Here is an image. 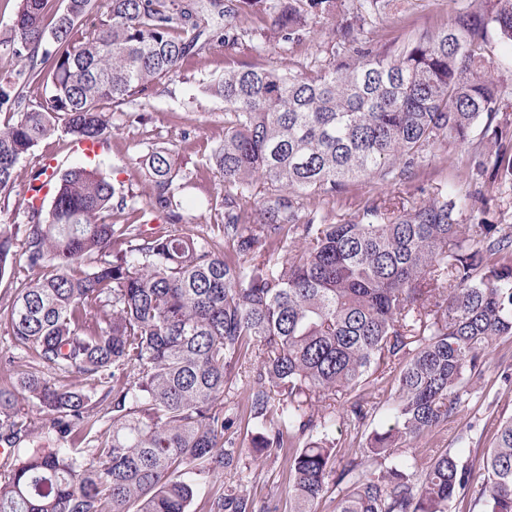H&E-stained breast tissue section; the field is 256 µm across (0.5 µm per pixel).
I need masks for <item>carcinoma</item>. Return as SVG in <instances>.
<instances>
[{
  "instance_id": "cac0c4a2",
  "label": "carcinoma",
  "mask_w": 512,
  "mask_h": 512,
  "mask_svg": "<svg viewBox=\"0 0 512 512\" xmlns=\"http://www.w3.org/2000/svg\"><path fill=\"white\" fill-rule=\"evenodd\" d=\"M237 2L229 17L271 10L284 41L341 15L338 33L353 47L319 71L241 62L210 85L224 100V142L209 158L224 182L222 224L168 228L183 220L189 178L165 147L140 166L149 211L165 221L150 233L112 223L127 196L100 170L34 174L55 181L49 209L29 199L27 223L0 224V276L15 262L35 273L0 305L10 342L0 442L12 448L0 458V512H189L202 489L241 468L246 450L227 434L244 415L276 417L252 451L288 450L290 512H317L329 483L346 484L335 512H448L476 479L478 512H512V418L477 475L447 451L420 475L401 451L448 423L481 377L484 351L512 337V234L460 223L451 190L390 217L371 206L344 224L305 203L355 179L404 174L481 125L503 139L512 118L482 36L491 28L512 45V0H472L450 26L387 53L357 35L395 0ZM48 4L20 0L10 39L41 101L25 104L0 79L6 196L39 142L61 131L101 144L112 133L101 102L150 95L199 38L188 35L199 23L184 0H66L47 23ZM477 168L512 186V152L500 147ZM253 198L258 224L245 210ZM245 368L247 404L226 410ZM388 376L389 422L369 434L362 459L336 467L330 424H364ZM22 398L60 447L21 453L36 433ZM314 400L328 416L314 417ZM206 512L277 508H257L236 485Z\"/></svg>"
}]
</instances>
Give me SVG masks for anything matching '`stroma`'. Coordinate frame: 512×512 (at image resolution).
I'll return each instance as SVG.
<instances>
[{
  "instance_id": "stroma-1",
  "label": "stroma",
  "mask_w": 512,
  "mask_h": 512,
  "mask_svg": "<svg viewBox=\"0 0 512 512\" xmlns=\"http://www.w3.org/2000/svg\"><path fill=\"white\" fill-rule=\"evenodd\" d=\"M470 0H401V8L374 17L365 24L360 41L380 51H391L410 37L431 33L451 24L466 11ZM201 19L197 51L184 60L179 72L163 78L148 97L122 104L104 103L112 135L93 160L73 152L71 139L59 133L41 142L18 166V178L10 196L0 195V223H24L20 203L29 195L32 171L51 166L61 170L92 162L109 174L119 192L133 195L137 207H145L148 190L137 176L140 156L164 145L174 149L191 182L182 193L186 222L219 224L224 209L219 202L224 185L208 168V158L224 139V102L207 88L227 67L246 60L264 68L318 70L328 65L333 46L339 45L335 23L321 21L303 41L286 42L272 37V15L241 21L242 35L234 46L221 44L228 21L224 11L231 0H194ZM271 39L260 42V32ZM491 149L482 131H474L465 143L447 141L435 146L411 175L392 173L385 179H359L338 193L330 208L336 223L357 219L366 206L415 207L432 194L456 190L462 220H478L507 229L512 227V189L501 188L475 167L479 154ZM391 401L381 396L364 427L355 429L335 421L329 434L338 449L337 462L358 457L367 429L387 421ZM512 416V339L492 344L484 353L483 376L467 386L461 404L448 423L432 434L413 439L420 466H427L435 451L449 450L461 461L481 465L492 447L500 419ZM225 484L245 485L258 503L274 504L289 512L288 462L283 454L255 460L245 458L239 472L225 475Z\"/></svg>"
}]
</instances>
